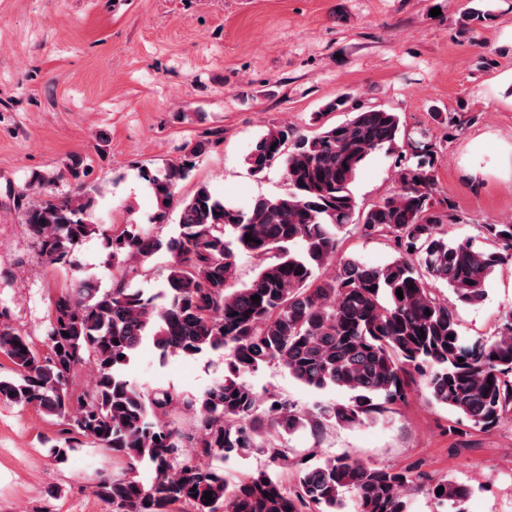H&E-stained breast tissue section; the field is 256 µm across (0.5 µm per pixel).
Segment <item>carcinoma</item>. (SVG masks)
<instances>
[{
    "label": "carcinoma",
    "mask_w": 512,
    "mask_h": 512,
    "mask_svg": "<svg viewBox=\"0 0 512 512\" xmlns=\"http://www.w3.org/2000/svg\"><path fill=\"white\" fill-rule=\"evenodd\" d=\"M346 104L343 96L329 101L309 133L274 125L257 139L246 156L250 172L279 165L286 189L247 208L206 185L177 198L196 159L224 140L219 128L187 143L179 158L143 170L156 201L152 222L166 223L179 207L178 236L165 240L126 224L104 233L103 242L114 264L143 267L161 252L173 254L155 292L123 278L102 290L72 277L53 300L46 354L0 321V354L14 370L0 377V399L61 420V436L51 445L57 463L85 443L125 463L126 474L103 476L95 485L94 494L112 512H348L350 506L353 512H409L405 490L422 479L412 470L329 456L290 485L288 451L278 437L373 421L405 402L416 379L436 404L474 429L490 431L512 417V308L501 314L494 335L473 340L463 337L458 316V306L484 300L497 267L512 263V223L482 225L490 249L470 239L448 241L443 226L450 215L436 198L433 142H407L415 162L398 164L395 191L359 208L352 186L363 165L406 132L399 115L383 107L321 124ZM46 183L35 176L21 190L29 199L25 224L50 263L75 271L74 248L96 233L84 220L91 199L46 195ZM351 227L393 239L399 255L377 266L339 255ZM242 254L256 260L257 272L237 288ZM333 262L334 276L318 275ZM438 283L454 300L436 295ZM145 342L162 360L227 350L224 378L190 400L170 389L145 394L124 376ZM88 359L94 382L77 395L72 378ZM271 364L308 388L338 387L349 398L310 411L283 396L264 400L246 377ZM185 409L195 417L189 432L168 419ZM187 448L194 449L190 458ZM252 454L266 456V465L228 473L229 463ZM424 488L445 512H465L467 490L458 483L430 480Z\"/></svg>",
    "instance_id": "carcinoma-1"
}]
</instances>
